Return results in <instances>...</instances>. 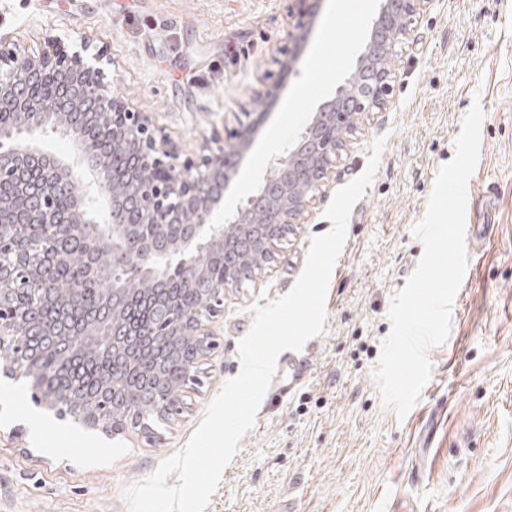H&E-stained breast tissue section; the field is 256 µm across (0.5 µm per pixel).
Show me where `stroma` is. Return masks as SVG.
<instances>
[{"label": "stroma", "instance_id": "stroma-1", "mask_svg": "<svg viewBox=\"0 0 512 512\" xmlns=\"http://www.w3.org/2000/svg\"><path fill=\"white\" fill-rule=\"evenodd\" d=\"M0 0V43L41 51L47 37L90 35L112 57L113 95L149 113L180 155L231 149L248 115V149L226 197L241 204L266 164L298 137L356 63L380 0ZM300 31L280 77V49ZM383 110L356 118L324 191L278 255L211 325L201 385L154 437L113 438L51 417L24 378L0 374V512H129L124 487L183 448L208 403L240 371L251 304L287 293L334 192L379 164L352 209L326 295L325 334L303 348L309 371L286 399L265 396L205 512H512V0H428L390 62ZM479 103L478 159L467 187L468 266L432 375L398 418L373 375L393 295L423 252L412 233L454 139Z\"/></svg>", "mask_w": 512, "mask_h": 512}]
</instances>
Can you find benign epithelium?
<instances>
[{
  "instance_id": "1",
  "label": "benign epithelium",
  "mask_w": 512,
  "mask_h": 512,
  "mask_svg": "<svg viewBox=\"0 0 512 512\" xmlns=\"http://www.w3.org/2000/svg\"><path fill=\"white\" fill-rule=\"evenodd\" d=\"M425 3L381 0L354 69L311 113L298 138L265 167L246 202L224 210L222 224L211 216L224 204L250 129L238 134L230 153L182 159L148 113L112 95L107 82L112 58L93 39L81 36L67 46L50 37L40 53L23 56L0 44V112L10 117L8 126L0 125V184L19 187L16 195L0 196V296L21 288L28 296L23 309L0 303V372L29 379L36 403L89 429L112 437L129 425L151 432L148 420H116L70 374L73 363L91 354L131 356L136 332L122 322L130 293L120 282L95 297L93 321H71V310L85 304L84 289L74 285L69 298L59 302L50 277L51 267L66 260L63 239H78L97 276V257L107 252V271H119L127 281L163 283L175 276L197 291L199 300L189 307L160 302L161 320L152 335L166 342L192 336L202 354H209L216 346L210 322L224 292L255 278L254 268L235 254L275 256L281 241L275 228L297 223L321 194L355 129V116L387 105L394 73L380 62L398 55L401 36ZM48 76L57 78L63 92L53 111L35 96ZM91 124L109 131L105 143L125 167L109 164V153L87 141L84 127ZM46 134L73 140L70 161L36 144L35 138ZM204 253L225 254L222 277L209 275L199 261ZM47 304L57 310L49 325L41 314ZM47 348L60 360L54 375L39 367ZM100 390L130 402L138 398L137 390L112 375Z\"/></svg>"
}]
</instances>
